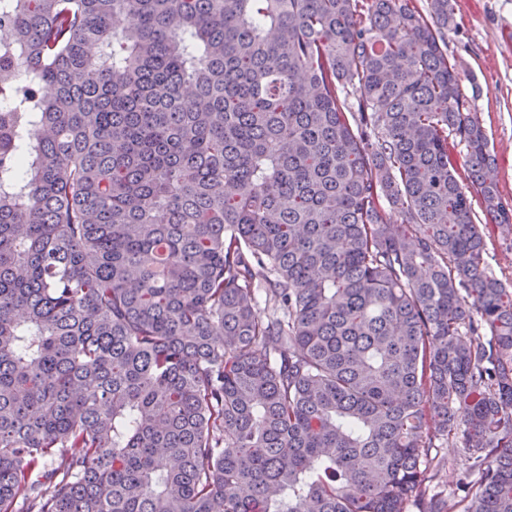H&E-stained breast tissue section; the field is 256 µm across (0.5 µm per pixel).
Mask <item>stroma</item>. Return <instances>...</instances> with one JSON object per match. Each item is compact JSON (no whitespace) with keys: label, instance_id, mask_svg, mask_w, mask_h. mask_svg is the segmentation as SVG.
I'll list each match as a JSON object with an SVG mask.
<instances>
[{"label":"stroma","instance_id":"1","mask_svg":"<svg viewBox=\"0 0 512 512\" xmlns=\"http://www.w3.org/2000/svg\"><path fill=\"white\" fill-rule=\"evenodd\" d=\"M446 50L462 69L461 93L478 112L495 156L493 177L512 204V0H452Z\"/></svg>","mask_w":512,"mask_h":512}]
</instances>
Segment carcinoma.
Wrapping results in <instances>:
<instances>
[{"mask_svg": "<svg viewBox=\"0 0 512 512\" xmlns=\"http://www.w3.org/2000/svg\"><path fill=\"white\" fill-rule=\"evenodd\" d=\"M452 23L0 0V512H512V209ZM489 270L501 279L512 280V231L503 233L497 230L487 240V250L484 255Z\"/></svg>", "mask_w": 512, "mask_h": 512, "instance_id": "carcinoma-1", "label": "carcinoma"}]
</instances>
